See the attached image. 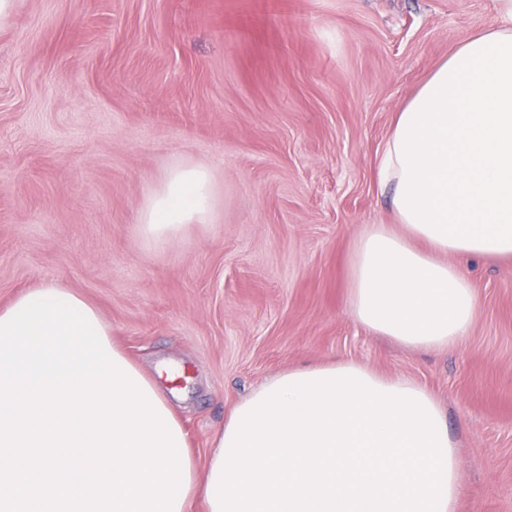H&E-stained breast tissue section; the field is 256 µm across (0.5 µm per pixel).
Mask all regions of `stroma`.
Wrapping results in <instances>:
<instances>
[{"label":"stroma","instance_id":"obj_1","mask_svg":"<svg viewBox=\"0 0 512 512\" xmlns=\"http://www.w3.org/2000/svg\"><path fill=\"white\" fill-rule=\"evenodd\" d=\"M492 0H17L0 26V306L52 279L99 311L205 466L232 407L353 361L429 390L463 458L457 512H512V258L466 263L460 347L417 350L346 305L394 221L376 177L400 108ZM216 166L218 218L136 237L172 163Z\"/></svg>","mask_w":512,"mask_h":512}]
</instances>
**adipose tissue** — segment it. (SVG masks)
Returning <instances> with one entry per match:
<instances>
[{"label": "adipose tissue", "instance_id": "adipose-tissue-1", "mask_svg": "<svg viewBox=\"0 0 512 512\" xmlns=\"http://www.w3.org/2000/svg\"><path fill=\"white\" fill-rule=\"evenodd\" d=\"M461 41L398 112L378 168L401 231L369 225L347 307L366 329L422 349L469 335L462 262L512 258V0ZM214 167L180 162L141 203L158 247L212 223ZM461 458L435 397L354 363L293 369L234 405L188 497L207 512H457Z\"/></svg>", "mask_w": 512, "mask_h": 512}]
</instances>
